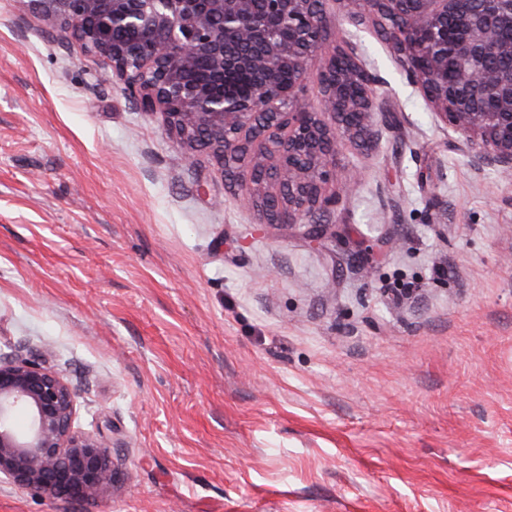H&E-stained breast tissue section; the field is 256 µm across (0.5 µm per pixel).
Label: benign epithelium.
I'll use <instances>...</instances> for the list:
<instances>
[{"mask_svg":"<svg viewBox=\"0 0 512 512\" xmlns=\"http://www.w3.org/2000/svg\"><path fill=\"white\" fill-rule=\"evenodd\" d=\"M27 2L106 61L136 111L161 114L188 165L210 151L265 224L342 238L322 221L337 202L324 187L361 171L339 163V142L369 154L394 127L359 55L360 34L380 23L407 84L470 162L512 174V0ZM337 16L354 28L344 48L328 43ZM78 412L79 394L41 356L0 357V479L57 498L112 485V437L80 429Z\"/></svg>","mask_w":512,"mask_h":512,"instance_id":"7a95c632","label":"benign epithelium"}]
</instances>
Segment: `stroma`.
I'll list each match as a JSON object with an SVG mask.
<instances>
[{
  "mask_svg": "<svg viewBox=\"0 0 512 512\" xmlns=\"http://www.w3.org/2000/svg\"><path fill=\"white\" fill-rule=\"evenodd\" d=\"M52 29L0 0V355L63 371L122 467L93 499L0 482V512H512V178L385 41L395 129L340 144L364 177L318 247Z\"/></svg>",
  "mask_w": 512,
  "mask_h": 512,
  "instance_id": "35a3bbf8",
  "label": "stroma"
}]
</instances>
